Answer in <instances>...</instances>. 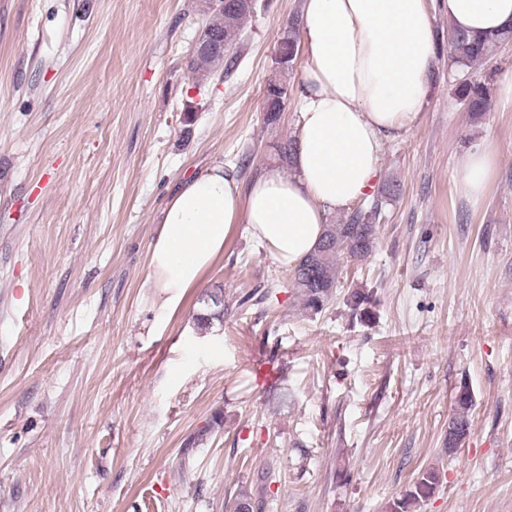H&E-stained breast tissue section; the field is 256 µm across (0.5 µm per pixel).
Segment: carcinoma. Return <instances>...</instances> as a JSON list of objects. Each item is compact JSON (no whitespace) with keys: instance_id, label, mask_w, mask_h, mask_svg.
<instances>
[{"instance_id":"1","label":"carcinoma","mask_w":512,"mask_h":512,"mask_svg":"<svg viewBox=\"0 0 512 512\" xmlns=\"http://www.w3.org/2000/svg\"><path fill=\"white\" fill-rule=\"evenodd\" d=\"M251 16V12L243 7L240 0H227L224 11H211L207 14L214 40L224 50L238 48L243 34V23ZM299 17L294 16L288 23L278 43L275 57V74L269 80L264 91L266 111L264 121L275 125L280 120L281 108L279 99H284L290 92L288 76L298 55L300 46ZM512 40V29L497 34H477L470 32H448L450 56L460 70L464 71L456 86V96L465 109L474 115H480L490 109L487 83L468 70L483 66L491 60L494 49ZM237 62L232 55L220 61L208 51L197 54L188 63L192 75L202 80L214 72L218 66L228 70ZM400 188L397 184L385 187L381 200L365 211L358 208L351 212L339 224H327L317 246L301 259L289 275V287L295 296L302 301L303 310L318 314L332 300L343 274L346 262H362L366 260L375 247L376 221L381 215L382 200L395 196ZM278 285H267L266 291L256 290L245 292L238 301V308L248 310L267 303L276 295ZM346 306L352 314L363 322H371L374 312L371 310V295L363 290L355 289L347 294ZM453 414L448 419V444L446 453L452 455L460 448L472 428L473 394L468 384H461L453 400ZM440 471L435 467L425 469L414 482L411 489L404 495L392 500L388 512H418L422 505L431 499L440 486Z\"/></svg>"}]
</instances>
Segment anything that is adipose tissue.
<instances>
[{
  "mask_svg": "<svg viewBox=\"0 0 512 512\" xmlns=\"http://www.w3.org/2000/svg\"><path fill=\"white\" fill-rule=\"evenodd\" d=\"M451 28L498 33L512 27V0H444ZM297 147L250 183L217 162L183 180L162 206L150 244L153 287L175 311L187 289L245 225L279 265L294 266L318 244L326 217L350 211L373 190L384 144L416 120L434 70L427 0H303ZM493 151L468 153L460 192L480 204Z\"/></svg>",
  "mask_w": 512,
  "mask_h": 512,
  "instance_id": "adipose-tissue-1",
  "label": "adipose tissue"
}]
</instances>
